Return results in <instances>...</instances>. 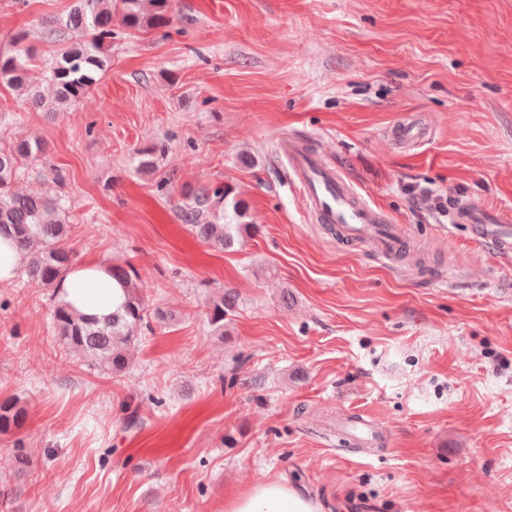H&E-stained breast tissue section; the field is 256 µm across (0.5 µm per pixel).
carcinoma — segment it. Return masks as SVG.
I'll list each match as a JSON object with an SVG mask.
<instances>
[{
  "label": "carcinoma",
  "instance_id": "1",
  "mask_svg": "<svg viewBox=\"0 0 512 512\" xmlns=\"http://www.w3.org/2000/svg\"><path fill=\"white\" fill-rule=\"evenodd\" d=\"M120 16L129 30L164 28L173 21V0H77L64 21L47 26L46 37L63 43L50 64L53 96L44 97L31 75L29 49L23 47L27 32L12 36L13 49L0 51V83L28 91L31 104L48 112L84 97L106 72L110 61L114 16ZM79 29L80 42L65 43L66 31ZM45 152L40 141L16 138L0 147V235L12 238L23 254L22 269L27 280L46 288L60 289L72 265V253L63 240L68 234L59 200L19 194L12 189L20 165L35 160ZM224 188L183 191L181 222L197 238L224 250L250 230L248 224L224 223ZM112 280L123 289L124 299L103 321L79 314L59 300L53 309L54 328L59 343L67 350L81 353L90 364L117 375L132 362L133 350L151 330L148 306L140 294L139 274L129 262L104 264ZM233 303L231 296H219L210 306L208 320L214 331L224 333V308ZM26 409L16 401L0 403V433H10L23 426Z\"/></svg>",
  "mask_w": 512,
  "mask_h": 512
}]
</instances>
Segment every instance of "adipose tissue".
Returning <instances> with one entry per match:
<instances>
[{"label": "adipose tissue", "mask_w": 512, "mask_h": 512, "mask_svg": "<svg viewBox=\"0 0 512 512\" xmlns=\"http://www.w3.org/2000/svg\"><path fill=\"white\" fill-rule=\"evenodd\" d=\"M64 299L84 316H110L122 291L105 268L97 263L73 266L65 276ZM226 512H317L313 501L282 480L252 487L238 494Z\"/></svg>", "instance_id": "adipose-tissue-1"}]
</instances>
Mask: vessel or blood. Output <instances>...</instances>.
Listing matches in <instances>:
<instances>
[{"instance_id": "vessel-or-blood-1", "label": "vessel or blood", "mask_w": 512, "mask_h": 512, "mask_svg": "<svg viewBox=\"0 0 512 512\" xmlns=\"http://www.w3.org/2000/svg\"><path fill=\"white\" fill-rule=\"evenodd\" d=\"M289 163L299 190L317 223L329 225L339 239L367 244L384 263L402 257L407 237L357 189L342 180L334 167L312 154L304 142L288 140ZM456 221L470 225L476 238L489 242L504 258L512 256V218L471 203L460 206Z\"/></svg>"}]
</instances>
